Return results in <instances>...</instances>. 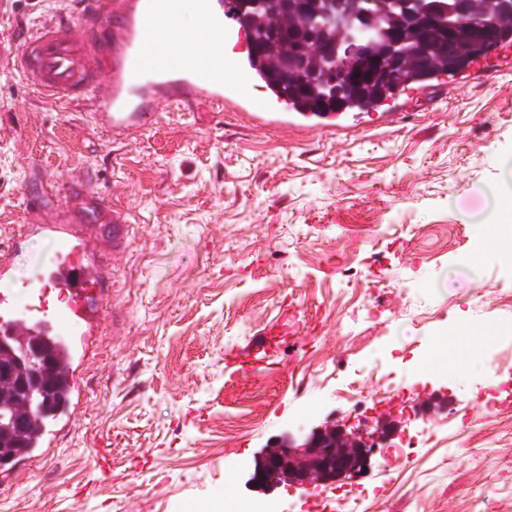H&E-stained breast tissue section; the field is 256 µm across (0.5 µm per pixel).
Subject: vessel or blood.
<instances>
[{"mask_svg": "<svg viewBox=\"0 0 512 512\" xmlns=\"http://www.w3.org/2000/svg\"><path fill=\"white\" fill-rule=\"evenodd\" d=\"M87 10L76 23L28 31L12 58V68L38 96L56 101L89 103L95 124L116 139L145 134L162 110L187 103L215 111L232 107L253 128L296 129L336 133L348 131L346 116L300 112L284 116L264 104H242L239 85L220 77V70L250 76L240 32L225 27L223 0H197L203 31L224 37L222 47L196 61L181 49L186 34L175 16L180 0H85ZM512 55L502 42L472 63L488 71ZM25 206L33 222L21 225L0 248V278L10 275L12 256L35 235L56 242L53 265L23 288L29 296L18 304L11 292L0 291V334L48 337L65 357H85L89 338L105 318L100 298L112 285V266L128 246L127 211L105 204L85 182L66 186L62 206L44 209L38 191L25 189ZM281 336L269 331L253 348L227 357L228 365L257 370L267 349ZM73 416L60 409L44 424L34 445L50 447Z\"/></svg>", "mask_w": 512, "mask_h": 512, "instance_id": "b4317fda", "label": "vessel or blood"}]
</instances>
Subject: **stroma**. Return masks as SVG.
Instances as JSON below:
<instances>
[{"label":"stroma","instance_id":"35a3bbf8","mask_svg":"<svg viewBox=\"0 0 512 512\" xmlns=\"http://www.w3.org/2000/svg\"><path fill=\"white\" fill-rule=\"evenodd\" d=\"M62 3L0 0V62L20 48L15 29ZM397 101L402 122L332 136L170 110L119 143L86 107L0 70V241L28 220L25 187L53 208L83 170L130 214L84 402L48 455L0 466V512H199L225 482L224 512L240 500L298 512L314 489H261L255 463L284 433L330 422L417 443L407 457L371 451L361 483L386 493L359 512H512V412L484 425L482 394L512 367L497 333L512 324L498 299L512 263L487 249L466 274L473 227L494 208L482 189L512 177V59ZM273 328L283 340L264 369L225 366ZM392 337L427 361H395L384 380L371 367ZM351 380L365 408L337 399ZM387 382L413 386L409 408L372 410ZM452 411L470 429L445 430Z\"/></svg>","mask_w":512,"mask_h":512}]
</instances>
